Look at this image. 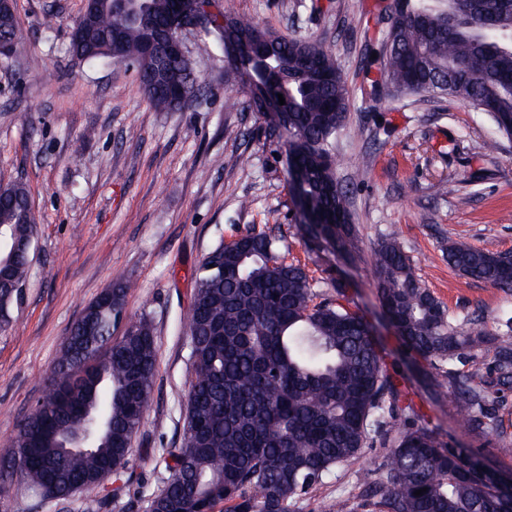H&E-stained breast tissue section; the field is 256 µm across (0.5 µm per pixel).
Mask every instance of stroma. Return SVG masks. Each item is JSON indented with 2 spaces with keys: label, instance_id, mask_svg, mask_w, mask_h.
<instances>
[{
  "label": "stroma",
  "instance_id": "1",
  "mask_svg": "<svg viewBox=\"0 0 512 512\" xmlns=\"http://www.w3.org/2000/svg\"><path fill=\"white\" fill-rule=\"evenodd\" d=\"M215 2L280 35L318 42L336 60L351 91L333 143L336 180L347 194L356 249L344 258L301 234L282 141L269 135V117L249 109L211 42L183 32L205 91L161 112L128 63L72 61L71 32L85 0H13L24 52L0 56V183L26 188L36 234L23 302L0 329V459L9 458L16 426L42 396L72 324L111 283L129 280L126 313L151 319L157 366L153 403L131 441L133 480L111 512H145L165 477L157 461L183 432L194 376L187 320L195 270L219 244L269 228L282 235L287 262L307 270L315 302L335 298L336 283L345 284L429 426L512 478L505 452L512 391L482 426L465 423L454 394L437 386L436 370L409 357L385 323L373 265L378 244L395 236L460 328L479 316L504 332L512 294L460 275L445 248L455 242L512 253V138L461 98L374 95L364 54L382 42L394 0ZM228 96L236 109H225ZM230 128L240 130L238 139L227 137ZM382 456V448H368L337 466L294 512H326L339 496L361 503L360 477L377 470ZM97 497L82 490L42 502L18 476L0 489V512H94Z\"/></svg>",
  "mask_w": 512,
  "mask_h": 512
}]
</instances>
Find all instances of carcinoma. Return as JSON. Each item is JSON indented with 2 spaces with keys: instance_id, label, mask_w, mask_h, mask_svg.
<instances>
[{
  "instance_id": "1",
  "label": "carcinoma",
  "mask_w": 512,
  "mask_h": 512,
  "mask_svg": "<svg viewBox=\"0 0 512 512\" xmlns=\"http://www.w3.org/2000/svg\"><path fill=\"white\" fill-rule=\"evenodd\" d=\"M226 22L244 38L228 68L253 111H262L265 95L285 99L289 190L301 221H317L334 252L352 253L355 237L331 145L346 120L350 90L334 58L317 42L286 38L220 10L208 13L198 33L222 48ZM181 25L174 0H146L135 14L114 13L110 0H97L73 27L70 48L75 56L102 58L107 36L119 37L144 94L155 107L174 109L183 103L159 90L160 63L143 44L153 28ZM0 41L14 55L23 50L11 11L0 12ZM371 55L366 49L368 65H380L377 93L461 97L512 137V7L503 0H446L436 9L424 0H398L378 57ZM165 68L182 74L190 94L200 90L189 60H170ZM26 200L21 184L0 199L7 247L34 241ZM446 258L466 278L512 290L508 253L451 243ZM29 262L19 255L0 268L1 327L23 300ZM374 270L389 325L412 355L445 370L459 416L476 421L474 411L512 387V328L499 335L475 321L467 331L455 325L392 236L376 249ZM129 288L117 281L72 325L45 393L0 464L1 481L17 473L33 496L52 501L76 482L99 486L108 461L117 480L129 469L156 372L148 315L128 320L112 339ZM344 288L338 282L336 299L313 303L308 273L281 258L271 229L248 232L203 258L188 315L195 377L181 446L163 451L168 476L146 512H213L221 502L233 503L234 512H291L336 466L376 445L385 449L380 472L364 474L362 482L380 496L384 512H512V493L484 471L480 456L444 441L412 401L402 404L399 380ZM482 346L494 349L495 371L475 385L455 362ZM86 417L96 422L94 447L58 461L59 448Z\"/></svg>"
}]
</instances>
